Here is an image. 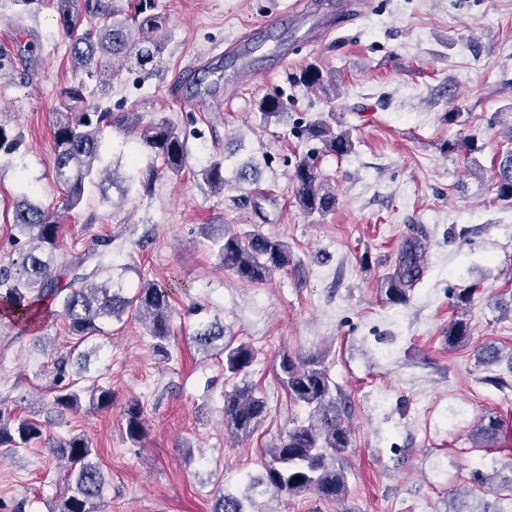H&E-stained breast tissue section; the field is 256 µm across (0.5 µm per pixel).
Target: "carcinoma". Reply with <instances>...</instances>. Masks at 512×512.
<instances>
[{
  "instance_id": "cac0c4a2",
  "label": "carcinoma",
  "mask_w": 512,
  "mask_h": 512,
  "mask_svg": "<svg viewBox=\"0 0 512 512\" xmlns=\"http://www.w3.org/2000/svg\"><path fill=\"white\" fill-rule=\"evenodd\" d=\"M57 22L67 39L68 56L77 70L101 83L117 77L124 69L137 67L155 71L163 61V42L158 36L161 22L154 13L155 0H130L131 14L122 21L111 3L97 0L90 6L84 0H56ZM298 83L324 92L336 89V77L324 75L315 65L300 72ZM265 122H282L288 106L280 95L265 96L258 102ZM139 133V140L150 152L152 162L141 172V185L150 190L158 172L179 174L186 166L187 147L179 128L167 118L143 121L138 112H111L90 102L84 82L73 83L60 92V108L52 124L55 142L54 177L64 191L63 210H74L83 200L86 185L98 173L102 160V131L106 128ZM301 137L316 142L337 156L354 150L350 132L336 131L333 112L308 122ZM22 144L21 135L0 124V150L13 153ZM203 183L214 194L224 193V165L213 161L199 170ZM293 180L296 199L306 214L320 215L336 208V189L324 178L314 153H305L296 161ZM494 188L498 199L512 200V149L501 152L495 171ZM60 213L44 208L31 197H23L12 206L10 230L14 237L26 239L17 257L0 265V315L25 330L41 327L47 314L61 317L69 332L85 342L102 333L101 324L119 320L132 312L152 340L154 352L170 359L169 344L174 308L167 287L146 281L126 297L112 285V276L94 284L91 279L102 272L96 262L98 252L60 251ZM204 233L220 265L240 280L262 283L273 272L299 271L301 262L284 240L260 231H229L207 225ZM427 234L414 229L405 239L392 273L380 283V296L387 304H404L409 292L426 271ZM472 293L456 297L455 317L448 322V346L465 343L470 336L466 313ZM198 351L208 354L217 349L224 356V372L236 380L224 394V431L236 438H248L268 415L267 402L256 395L249 381V369L255 361L251 344L224 341V323L219 320L200 325L192 336ZM52 377L50 406L62 414L75 411L88 401L97 410L112 407V386L95 380L79 388L73 376L83 377V369L70 372V356L57 349L48 353ZM277 378L293 402L307 408L306 418L288 429L262 454L263 476L257 484L290 497L311 494L327 504L342 503L349 495L345 470L336 458L350 447V432L344 419V406L338 397L336 382L327 366V352L282 353L276 367ZM122 430L126 440L136 445L146 434V416L137 398L123 408ZM501 432L500 418L487 417L472 432L476 448L493 444ZM43 426L36 419L21 416L0 400V448L16 451L48 444L49 451L63 462L66 489L55 512H95L106 483L100 464L93 461L96 452L83 434H71L50 442L44 439ZM211 512H249L244 499L221 490Z\"/></svg>"
}]
</instances>
